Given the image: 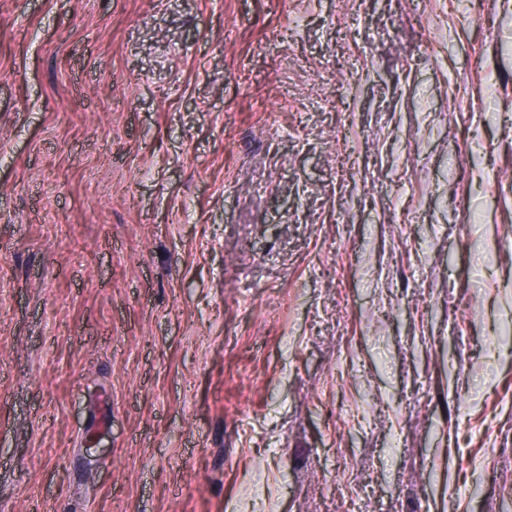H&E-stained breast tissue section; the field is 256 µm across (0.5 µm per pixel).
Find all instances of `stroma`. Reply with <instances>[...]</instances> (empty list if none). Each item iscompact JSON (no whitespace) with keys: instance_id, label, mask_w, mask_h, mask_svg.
Listing matches in <instances>:
<instances>
[{"instance_id":"35a3bbf8","label":"stroma","mask_w":512,"mask_h":512,"mask_svg":"<svg viewBox=\"0 0 512 512\" xmlns=\"http://www.w3.org/2000/svg\"><path fill=\"white\" fill-rule=\"evenodd\" d=\"M42 504L512 512V0H0V512Z\"/></svg>"}]
</instances>
